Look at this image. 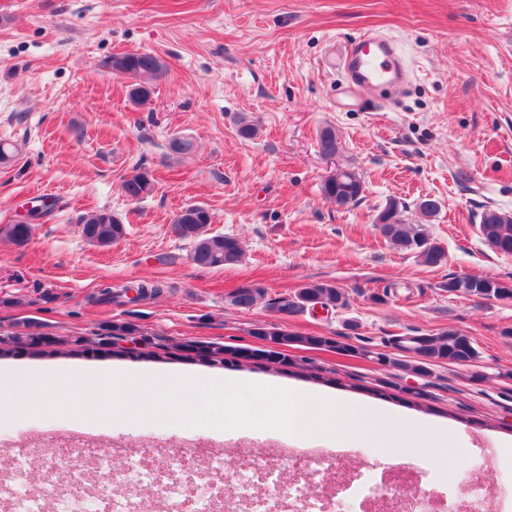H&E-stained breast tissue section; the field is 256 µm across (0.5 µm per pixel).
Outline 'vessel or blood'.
Masks as SVG:
<instances>
[{"label": "vessel or blood", "mask_w": 512, "mask_h": 512, "mask_svg": "<svg viewBox=\"0 0 512 512\" xmlns=\"http://www.w3.org/2000/svg\"><path fill=\"white\" fill-rule=\"evenodd\" d=\"M332 65L342 76L348 104L363 112L382 111L381 91L400 88L407 74L406 60L394 41L376 33L345 45Z\"/></svg>", "instance_id": "b4317fda"}]
</instances>
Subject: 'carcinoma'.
I'll list each match as a JSON object with an SVG mask.
<instances>
[{"instance_id":"1","label":"carcinoma","mask_w":512,"mask_h":512,"mask_svg":"<svg viewBox=\"0 0 512 512\" xmlns=\"http://www.w3.org/2000/svg\"><path fill=\"white\" fill-rule=\"evenodd\" d=\"M108 67L116 74L135 80L130 96L135 102L149 99L155 94L154 81L164 71L165 65L159 57L145 53H126L112 57ZM318 148L322 154L336 156L340 150L336 132L324 128L318 134ZM124 193H129L137 199L152 190V180L145 171H137L126 177L121 184ZM323 195L334 202L340 198L348 199L347 205L356 204L363 193V178L353 169L338 168L328 176L322 184ZM406 206L392 199L383 209L389 215L391 222L383 236L390 243L406 250H412L418 261L428 267H438L445 260L444 250L430 240L421 224H411L404 218ZM175 233L182 239L191 241L192 261L201 267L215 268L236 265L242 261L244 249L241 241L233 236L224 234H209L207 227L212 224V216L208 209L200 205H189L177 214L174 221ZM480 233L483 240L498 247L499 253L512 255V213L497 208H486L480 215ZM81 232L91 243L108 246L120 240L126 233L125 224L107 209H98L83 217ZM31 234L28 224H9L0 228V236L22 244ZM471 294L485 298H512V284L495 279L475 278L471 285ZM299 293L309 299H315L324 306L332 309L343 308L347 305L345 292L335 282L329 280L310 281L299 288ZM267 294L266 287L256 284L254 295L243 296L231 301L228 307L250 310ZM258 336L269 343L277 345V349L268 351L269 356L281 358L282 351L291 346L306 349H321L327 347L336 350L341 355L356 352L353 345L339 341L331 336L298 335L287 330L267 327L263 331H255ZM391 347L399 352L412 353V357L401 359L381 352L363 351L360 356L379 359L380 362L416 377L428 374V367L434 363L464 365L477 359L478 352L469 336L448 329L440 333L423 335L412 344L404 346L401 338L391 340Z\"/></svg>"}]
</instances>
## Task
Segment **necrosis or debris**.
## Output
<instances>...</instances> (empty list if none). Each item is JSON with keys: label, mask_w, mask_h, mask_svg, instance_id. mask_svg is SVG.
<instances>
[{"label": "necrosis or debris", "mask_w": 512, "mask_h": 512, "mask_svg": "<svg viewBox=\"0 0 512 512\" xmlns=\"http://www.w3.org/2000/svg\"><path fill=\"white\" fill-rule=\"evenodd\" d=\"M126 466L112 467V454L98 439L58 444L32 455L19 446L0 474V507L6 512H242V502L262 512H336L337 497L375 503L378 512H499L490 490L439 495L415 469L384 473L362 465L334 473L328 453L286 449L285 470L238 449V466L227 471L223 452L189 448L163 453L147 444L126 449ZM71 475L68 486L54 479Z\"/></svg>", "instance_id": "necrosis-or-debris-1"}]
</instances>
